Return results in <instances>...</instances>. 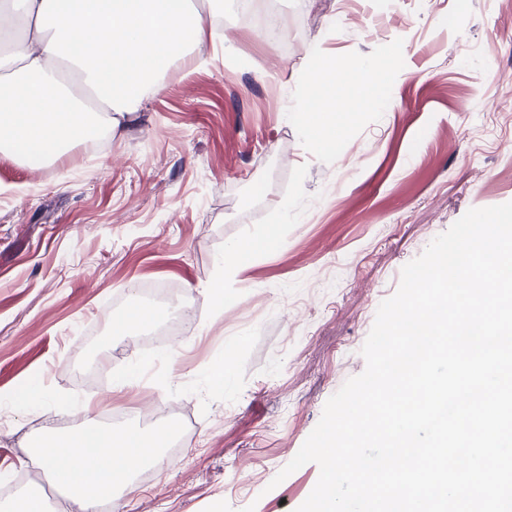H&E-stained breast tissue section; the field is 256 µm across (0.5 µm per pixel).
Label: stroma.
I'll return each instance as SVG.
<instances>
[{
  "label": "stroma",
  "instance_id": "35a3bbf8",
  "mask_svg": "<svg viewBox=\"0 0 512 512\" xmlns=\"http://www.w3.org/2000/svg\"><path fill=\"white\" fill-rule=\"evenodd\" d=\"M223 2L201 64L174 63L121 138L0 153V504L30 488V442L89 400L177 409L178 440L114 512H295L318 465L274 478L364 371L403 266L468 209L512 201V0H271L274 41ZM315 51L390 61V104L344 113L331 153L292 118ZM272 228L281 247L227 276L216 311L217 257ZM144 286L173 290L193 329L143 345L101 325ZM29 386L38 403L18 401Z\"/></svg>",
  "mask_w": 512,
  "mask_h": 512
}]
</instances>
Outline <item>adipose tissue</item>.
<instances>
[{"mask_svg":"<svg viewBox=\"0 0 512 512\" xmlns=\"http://www.w3.org/2000/svg\"><path fill=\"white\" fill-rule=\"evenodd\" d=\"M212 0H0V152L55 159L97 134L120 136L176 61L189 59L215 34ZM297 122L324 115L319 149L334 150L336 115L349 106L385 102L378 64L339 70L312 57ZM277 233L244 239L216 260L209 291L224 296L227 273L278 248ZM171 433L99 434L94 418L70 433H49L31 448L54 482L71 492L76 512H97L131 479L161 460Z\"/></svg>","mask_w":512,"mask_h":512,"instance_id":"ef3b65f1","label":"adipose tissue"}]
</instances>
